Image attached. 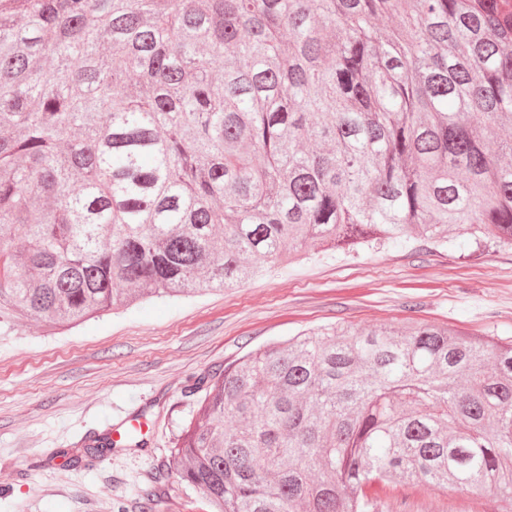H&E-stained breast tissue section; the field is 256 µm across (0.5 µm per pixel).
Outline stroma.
Here are the masks:
<instances>
[{"instance_id":"obj_1","label":"stroma","mask_w":512,"mask_h":512,"mask_svg":"<svg viewBox=\"0 0 512 512\" xmlns=\"http://www.w3.org/2000/svg\"><path fill=\"white\" fill-rule=\"evenodd\" d=\"M428 323L512 337V247L392 242L309 255L242 287L151 298L71 330L0 325V512H209L170 465L171 439L196 413L190 381L275 340L328 324ZM143 416L144 445L71 462L86 438ZM387 512H512L491 493L390 487Z\"/></svg>"}]
</instances>
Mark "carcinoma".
<instances>
[{
	"label": "carcinoma",
	"instance_id": "1",
	"mask_svg": "<svg viewBox=\"0 0 512 512\" xmlns=\"http://www.w3.org/2000/svg\"><path fill=\"white\" fill-rule=\"evenodd\" d=\"M505 126L512 0H0V320L239 288L315 247L512 244ZM202 389L171 461L214 512L512 494V339L336 325Z\"/></svg>",
	"mask_w": 512,
	"mask_h": 512
}]
</instances>
